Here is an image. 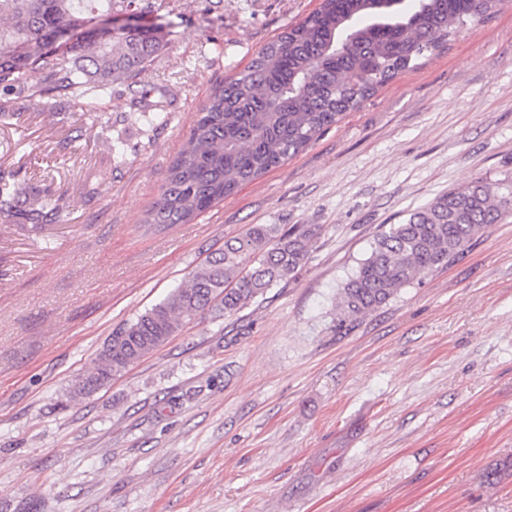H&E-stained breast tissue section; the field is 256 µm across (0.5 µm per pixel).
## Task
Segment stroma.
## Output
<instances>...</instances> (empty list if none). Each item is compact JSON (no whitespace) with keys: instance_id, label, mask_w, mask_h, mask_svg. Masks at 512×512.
<instances>
[{"instance_id":"stroma-1","label":"stroma","mask_w":512,"mask_h":512,"mask_svg":"<svg viewBox=\"0 0 512 512\" xmlns=\"http://www.w3.org/2000/svg\"><path fill=\"white\" fill-rule=\"evenodd\" d=\"M320 3L168 0L136 79L0 123V175L59 200L36 232L0 217V512H512V476L482 479L512 461V216L374 311L336 310L378 233L512 173V0L193 223L144 222L200 105ZM152 87L170 116L148 129L129 114ZM252 224L319 237L263 297L71 398L113 332Z\"/></svg>"}]
</instances>
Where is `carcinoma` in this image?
<instances>
[{
  "mask_svg": "<svg viewBox=\"0 0 512 512\" xmlns=\"http://www.w3.org/2000/svg\"><path fill=\"white\" fill-rule=\"evenodd\" d=\"M322 0L288 26L241 72L228 76L196 113L145 222L188 224L241 185L296 157L347 112L420 61L439 54L469 25L496 13L501 0ZM165 0H0V93L21 104L50 92L83 100L132 80L165 46L164 37L135 26L91 41L83 32L105 15H152ZM60 28L70 43L54 45ZM44 85L28 82L33 72ZM164 102L133 118L149 127L165 120ZM23 209L35 226L57 200L28 194L0 176V216ZM512 215V173L478 178L437 196L375 238L340 292L338 324L382 306L405 287L463 257L488 226ZM317 238L313 225L252 224L168 296L112 334L101 366L84 378L83 395L125 371L172 336L181 320L216 308L232 315L306 263Z\"/></svg>",
  "mask_w": 512,
  "mask_h": 512,
  "instance_id": "carcinoma-1",
  "label": "carcinoma"
}]
</instances>
